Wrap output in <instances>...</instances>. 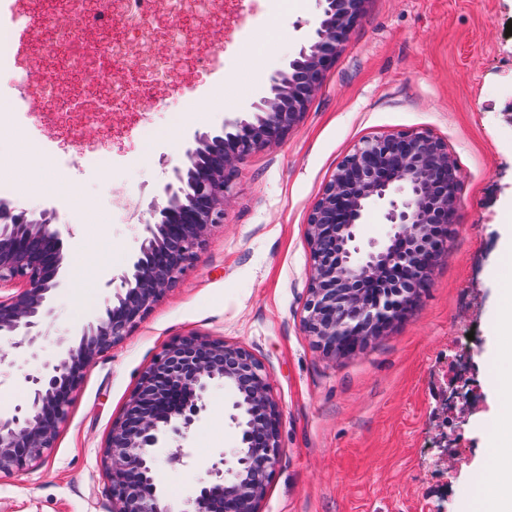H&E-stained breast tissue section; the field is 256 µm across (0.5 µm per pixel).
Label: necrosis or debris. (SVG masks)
Masks as SVG:
<instances>
[{
    "label": "necrosis or debris",
    "instance_id": "1",
    "mask_svg": "<svg viewBox=\"0 0 512 512\" xmlns=\"http://www.w3.org/2000/svg\"><path fill=\"white\" fill-rule=\"evenodd\" d=\"M172 0H0V102L20 114L21 101L34 94L43 115L65 125L69 113L95 101V121L114 106L142 114L159 87L173 83L181 63L224 61L220 46L198 48L199 21L225 24L224 0H189L171 10ZM37 33L41 64L18 66L15 33Z\"/></svg>",
    "mask_w": 512,
    "mask_h": 512
}]
</instances>
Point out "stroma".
<instances>
[{"mask_svg": "<svg viewBox=\"0 0 512 512\" xmlns=\"http://www.w3.org/2000/svg\"><path fill=\"white\" fill-rule=\"evenodd\" d=\"M318 0H288L243 41L217 26L200 41L223 46L228 63L189 70L187 91L141 119L115 114L112 168L89 175L81 151L59 140L41 114L0 126V170L11 173L21 210L55 207L72 261L107 258L86 288L66 282L53 302L37 356L0 370V414L22 401L26 376L104 307L137 245L139 223L111 217L105 203L135 194L150 201L185 159L195 132L261 95L307 37ZM512 0H368L349 41L311 97L301 122L275 147L238 165L224 221L193 267L144 321L86 371L54 448L34 469L0 477V512H108L102 451L141 372L166 343L191 332L250 351L265 366L282 412L283 452L261 512H465L490 473L481 466L497 363L491 317L500 300L501 230L512 225ZM444 140L460 172L453 245L433 269L414 309L355 355L331 357L303 329L311 259L308 213L343 158L362 140L401 131ZM48 141L66 159L63 175L80 209L59 195L49 168L28 162V141ZM473 388L449 403L458 356ZM215 388L183 444L186 465L159 463L163 497L189 496L237 435Z\"/></svg>", "mask_w": 512, "mask_h": 512, "instance_id": "stroma-1", "label": "stroma"}]
</instances>
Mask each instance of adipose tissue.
Here are the masks:
<instances>
[{"label": "adipose tissue", "mask_w": 512, "mask_h": 512, "mask_svg": "<svg viewBox=\"0 0 512 512\" xmlns=\"http://www.w3.org/2000/svg\"><path fill=\"white\" fill-rule=\"evenodd\" d=\"M490 386L500 403L497 428L487 439L493 479L484 493L485 512H512V368L499 371Z\"/></svg>", "instance_id": "adipose-tissue-1"}]
</instances>
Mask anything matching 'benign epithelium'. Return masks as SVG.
Masks as SVG:
<instances>
[{
	"label": "benign epithelium",
	"instance_id": "7a95c632",
	"mask_svg": "<svg viewBox=\"0 0 512 512\" xmlns=\"http://www.w3.org/2000/svg\"><path fill=\"white\" fill-rule=\"evenodd\" d=\"M366 0H318L308 38L268 79L262 96L186 141V162L172 168L140 218L141 233L119 285L104 308L56 339V354L29 376L23 403L0 414V475L27 472L54 447L89 364L127 336L193 266L247 155L279 144L301 120L311 96L360 19ZM460 169L448 145L423 131L364 140L325 185L308 218L309 295L303 327L331 356L356 353L404 317L447 255L440 225L456 223ZM388 231L366 248L356 226L372 206ZM59 213L19 211L0 201V369L16 353L36 355L43 324L70 266L57 229ZM230 391L227 412L237 432L179 512H260L279 461L282 416L264 365L222 339L188 334L164 346L141 373L112 422L102 461L112 512H172L154 481L157 449L172 465L188 453L174 440L201 420L212 390Z\"/></svg>",
	"mask_w": 512,
	"mask_h": 512
}]
</instances>
